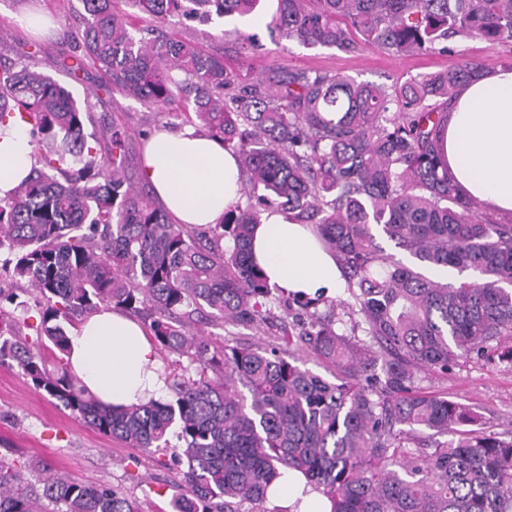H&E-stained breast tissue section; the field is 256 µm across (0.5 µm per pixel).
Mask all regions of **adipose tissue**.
I'll return each mask as SVG.
<instances>
[{
    "label": "adipose tissue",
    "instance_id": "ef3b65f1",
    "mask_svg": "<svg viewBox=\"0 0 512 512\" xmlns=\"http://www.w3.org/2000/svg\"><path fill=\"white\" fill-rule=\"evenodd\" d=\"M448 171L462 192L489 212L512 213V66L464 83L448 104L444 141ZM35 163L26 127H0V198L18 186ZM142 174L174 222L211 224L241 195L240 171L221 138L187 124L154 130L143 147ZM253 251L270 287L306 297L336 294L343 285L335 259L310 225L265 214ZM69 369L103 403L120 408L162 398L165 382L156 348L143 328L112 311L71 328L64 355ZM291 472L269 493L270 504L298 512H326L325 498L304 494Z\"/></svg>",
    "mask_w": 512,
    "mask_h": 512
}]
</instances>
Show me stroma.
Returning <instances> with one entry per match:
<instances>
[{
    "mask_svg": "<svg viewBox=\"0 0 512 512\" xmlns=\"http://www.w3.org/2000/svg\"><path fill=\"white\" fill-rule=\"evenodd\" d=\"M28 11L49 13L57 31L34 38L16 22ZM85 17L82 0H0V63L9 65L23 60L22 46L36 43V53L24 60L31 67L50 73L78 102L86 104L91 126L124 127L129 134L128 164L133 171H140L144 135L158 125L175 129L179 123L119 93H105L103 76L94 67L76 73L58 68V61L72 54V36L82 29ZM269 20V13L265 12L250 20L216 19L205 26L177 21L169 34L202 42L207 51L223 56L229 67L252 75L268 66L284 64L400 85L420 75L454 67L464 58L479 62L486 70L512 66V42L458 39L451 42L448 51L420 56L388 55L371 49L344 53L325 47L306 48L270 36ZM240 29L257 35L261 50L244 52L236 35ZM418 384L474 408L487 430H512V363L501 360L497 351L461 359L445 372L422 371ZM0 455L37 470L59 471L87 484L109 485L138 497L146 512H175L179 468L170 456H163L157 463L140 450L98 433L60 403L38 393L8 361L0 363Z\"/></svg>",
    "mask_w": 512,
    "mask_h": 512,
    "instance_id": "stroma-1",
    "label": "stroma"
}]
</instances>
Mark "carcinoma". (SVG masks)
<instances>
[{"label":"carcinoma","instance_id":"cac0c4a2","mask_svg":"<svg viewBox=\"0 0 512 512\" xmlns=\"http://www.w3.org/2000/svg\"><path fill=\"white\" fill-rule=\"evenodd\" d=\"M83 2L75 53L57 66L91 64L105 91L224 140L248 204L213 227L173 223L128 171L123 128L86 132L90 113L67 87L22 62L0 65V125L17 113L37 142L29 177L0 199V272L40 313L31 340L0 310V361L99 433L150 459L171 452L185 465L178 512H288L267 507L288 470L330 512H512V432L480 429L478 412L417 386L422 370L512 341V220L476 215L443 158L448 103L481 64L389 87L285 65L252 77L165 28L247 18L260 0ZM120 2L149 23L127 21ZM267 29L304 47L419 54L456 37L512 41V0H277ZM272 206L335 256L365 338L306 303L261 347L193 327L204 311L274 326L279 289L251 258ZM374 225L412 262L383 253ZM442 268L473 277L431 275ZM113 309L145 317L155 343L194 367L172 377L174 399L117 409L71 374L68 328ZM286 348L333 367L334 380ZM26 470L0 456V512H145L110 486L51 472L31 481Z\"/></svg>","mask_w":512,"mask_h":512}]
</instances>
